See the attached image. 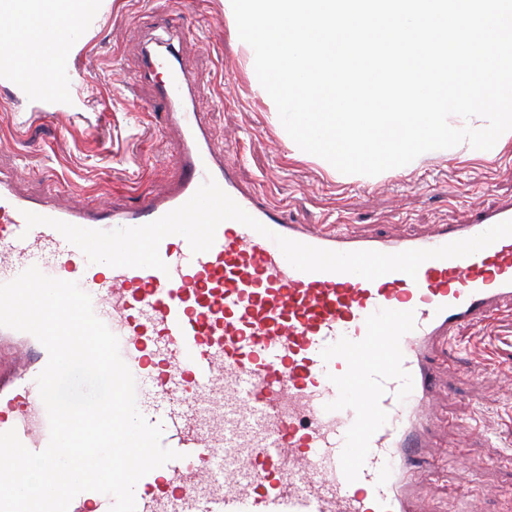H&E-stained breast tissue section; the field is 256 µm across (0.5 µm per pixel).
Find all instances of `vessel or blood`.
Listing matches in <instances>:
<instances>
[{"label":"vessel or blood","mask_w":512,"mask_h":512,"mask_svg":"<svg viewBox=\"0 0 512 512\" xmlns=\"http://www.w3.org/2000/svg\"><path fill=\"white\" fill-rule=\"evenodd\" d=\"M156 62L135 80L152 84L178 130L176 184L134 207L116 196L61 208L0 180V283L33 265L78 282L118 337L140 413L179 454L137 483L136 512H412L409 470L434 423L433 346L512 306V237L467 257L427 260L413 278L391 272L370 281L296 270L271 238L228 220L204 253H192L182 236L164 238L167 271H104L55 229L27 228L23 214L90 229L139 226L211 178L274 234L338 252L397 253L512 220V201L421 237L297 223L244 188L237 162L212 147L174 50ZM20 336L23 347L0 353V432L16 430L39 452L50 432L36 378L48 353L32 334ZM111 504L84 491L69 512H109Z\"/></svg>","instance_id":"b4317fda"}]
</instances>
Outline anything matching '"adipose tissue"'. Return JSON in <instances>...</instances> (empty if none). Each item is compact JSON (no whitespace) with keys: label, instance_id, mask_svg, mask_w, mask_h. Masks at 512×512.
I'll use <instances>...</instances> for the list:
<instances>
[{"label":"adipose tissue","instance_id":"ef3b65f1","mask_svg":"<svg viewBox=\"0 0 512 512\" xmlns=\"http://www.w3.org/2000/svg\"><path fill=\"white\" fill-rule=\"evenodd\" d=\"M98 0H0V40L16 41L15 56L0 60V74L24 69L42 76L54 67L72 46L64 30L46 33L42 23L83 19L96 12Z\"/></svg>","mask_w":512,"mask_h":512}]
</instances>
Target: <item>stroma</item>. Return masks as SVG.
I'll use <instances>...</instances> for the list:
<instances>
[{
    "label": "stroma",
    "mask_w": 512,
    "mask_h": 512,
    "mask_svg": "<svg viewBox=\"0 0 512 512\" xmlns=\"http://www.w3.org/2000/svg\"><path fill=\"white\" fill-rule=\"evenodd\" d=\"M174 46L201 81L196 98L214 145L240 159L244 185L298 223L364 235H423L512 199V139L490 157L466 145L365 180L333 175L295 151L271 104L252 88L249 54L224 0H102L55 76L63 94L29 99L0 79V178L56 205L129 204L178 179L175 144L152 91L130 84L149 38ZM435 424L414 473L417 512H512V314L461 328L436 345Z\"/></svg>",
    "instance_id": "35a3bbf8"
}]
</instances>
